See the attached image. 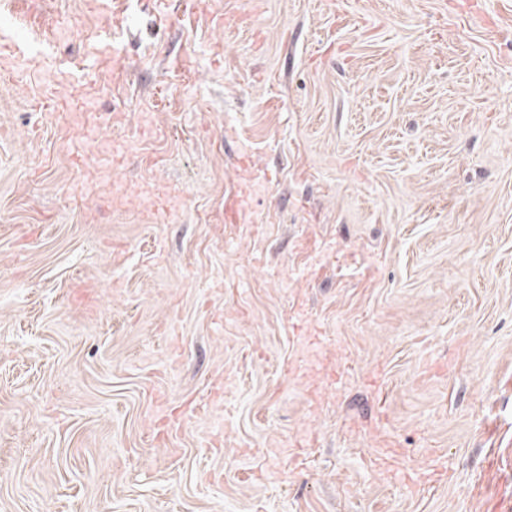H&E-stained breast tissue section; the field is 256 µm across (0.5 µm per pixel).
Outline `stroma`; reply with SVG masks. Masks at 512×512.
<instances>
[{
	"label": "stroma",
	"instance_id": "1",
	"mask_svg": "<svg viewBox=\"0 0 512 512\" xmlns=\"http://www.w3.org/2000/svg\"><path fill=\"white\" fill-rule=\"evenodd\" d=\"M104 22L0 0V512H512V0Z\"/></svg>",
	"mask_w": 512,
	"mask_h": 512
}]
</instances>
